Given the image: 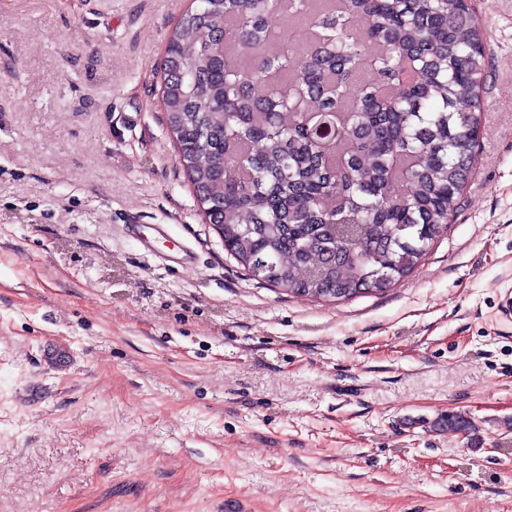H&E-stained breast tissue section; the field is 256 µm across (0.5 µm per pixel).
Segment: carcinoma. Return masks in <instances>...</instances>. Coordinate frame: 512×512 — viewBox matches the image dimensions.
<instances>
[{"label":"carcinoma","instance_id":"obj_1","mask_svg":"<svg viewBox=\"0 0 512 512\" xmlns=\"http://www.w3.org/2000/svg\"><path fill=\"white\" fill-rule=\"evenodd\" d=\"M312 2L288 0L310 41L277 51L282 0H200L168 40L161 104L224 251L270 286L341 300L407 277L447 230L477 156L486 49L471 0ZM432 427L476 435L460 414Z\"/></svg>","mask_w":512,"mask_h":512}]
</instances>
